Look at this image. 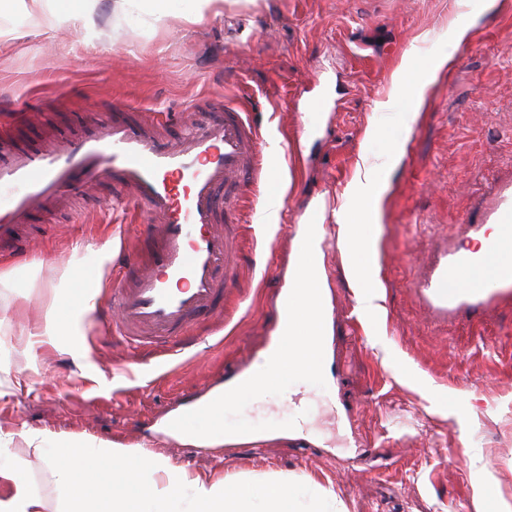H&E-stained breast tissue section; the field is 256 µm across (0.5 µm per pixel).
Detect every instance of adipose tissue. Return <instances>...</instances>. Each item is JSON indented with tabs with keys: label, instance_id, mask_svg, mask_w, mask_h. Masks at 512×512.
<instances>
[{
	"label": "adipose tissue",
	"instance_id": "adipose-tissue-1",
	"mask_svg": "<svg viewBox=\"0 0 512 512\" xmlns=\"http://www.w3.org/2000/svg\"><path fill=\"white\" fill-rule=\"evenodd\" d=\"M357 187L361 195L355 211L338 213L336 222L349 258L348 273L363 284L360 302L369 309L375 301L370 258L375 252L376 227L366 218L377 214L382 190L367 166L358 175ZM92 307L90 299L71 294L52 300L37 333L51 340L76 335ZM21 437L33 455L47 459L62 499L78 502L77 512H172V503L187 484L194 490L189 512H253L257 500L263 502V512H296L298 488L285 478H256L236 486L223 481L209 483L189 477L163 457L116 443L84 447L44 431H25Z\"/></svg>",
	"mask_w": 512,
	"mask_h": 512
}]
</instances>
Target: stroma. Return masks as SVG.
Listing matches in <instances>:
<instances>
[{
  "label": "stroma",
  "mask_w": 512,
  "mask_h": 512,
  "mask_svg": "<svg viewBox=\"0 0 512 512\" xmlns=\"http://www.w3.org/2000/svg\"><path fill=\"white\" fill-rule=\"evenodd\" d=\"M33 0H0V131L23 146L47 130L74 137L114 108L145 118L207 121L217 98L237 102L276 158L279 185L244 195L239 286L201 345L181 358L138 355L110 340L100 307L121 276L110 264L138 225L111 188L77 194L74 211L29 220L37 245L0 255V459L23 453L24 431L108 441L163 456L205 481L285 475L298 512H493L512 505V300L489 313L430 314L419 286L444 245L471 247L463 226L494 179L512 175V0H255L220 4L197 23L194 0L132 13L99 0L95 25L35 26ZM468 14L466 40L451 26ZM428 85L419 114L394 85L403 57ZM447 65L427 74L428 64ZM322 99L320 114L308 106ZM40 113L35 126L25 113ZM378 138L367 142L370 130ZM403 142L399 160L386 152ZM384 186L376 279L381 314H365L337 224L322 252L331 310L325 388L305 382L264 396L246 420L295 419L289 431L218 448L186 447L163 430L187 390L202 398L235 363L254 368L274 318L275 290L308 213L353 206L361 153ZM95 273L97 308L67 340L17 357L18 335L69 286L52 266ZM21 474L42 512H61L48 462Z\"/></svg>",
  "instance_id": "obj_1"
}]
</instances>
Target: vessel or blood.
Returning <instances> with one entry per match:
<instances>
[{
	"mask_svg": "<svg viewBox=\"0 0 512 512\" xmlns=\"http://www.w3.org/2000/svg\"><path fill=\"white\" fill-rule=\"evenodd\" d=\"M214 117L161 135L152 121L125 113L92 124L76 138L30 150L0 138V248L28 246L19 230L32 212L65 206L77 190L104 181L112 197L139 217L136 240H124L131 276L114 285L110 326L136 349L179 357L198 343L202 320L222 316L237 286L236 206L257 183L266 143L245 112L212 105ZM468 234L475 249L443 251L421 294L433 313L485 310L512 297V179L479 202Z\"/></svg>",
	"mask_w": 512,
	"mask_h": 512,
	"instance_id": "b4317fda",
	"label": "vessel or blood"
}]
</instances>
